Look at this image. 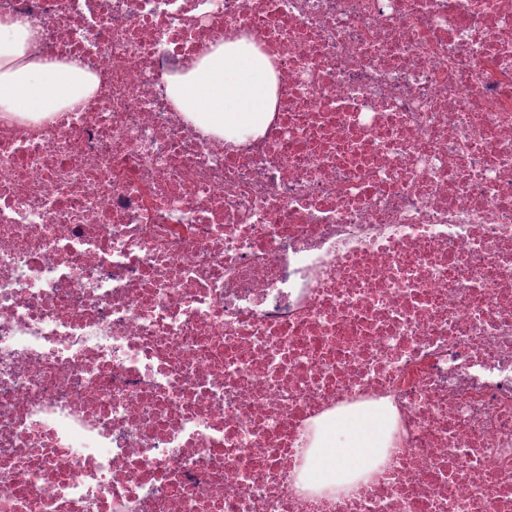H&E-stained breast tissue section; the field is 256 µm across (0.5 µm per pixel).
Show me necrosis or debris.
Here are the masks:
<instances>
[{"instance_id": "obj_1", "label": "necrosis or debris", "mask_w": 512, "mask_h": 512, "mask_svg": "<svg viewBox=\"0 0 512 512\" xmlns=\"http://www.w3.org/2000/svg\"><path fill=\"white\" fill-rule=\"evenodd\" d=\"M93 96L0 119V512H512V0H0ZM271 60L264 133L166 92ZM385 457L315 486L326 428Z\"/></svg>"}]
</instances>
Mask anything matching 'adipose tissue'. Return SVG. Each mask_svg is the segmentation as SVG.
<instances>
[{
    "label": "adipose tissue",
    "instance_id": "1",
    "mask_svg": "<svg viewBox=\"0 0 512 512\" xmlns=\"http://www.w3.org/2000/svg\"><path fill=\"white\" fill-rule=\"evenodd\" d=\"M36 37L29 23L0 20V114L26 120L72 110L98 86L97 76L79 63L33 54ZM275 92L269 58L243 40L213 47L186 73L167 78V93L181 112L204 130L228 129L236 137L264 131ZM374 430L371 418L358 416L326 436L308 460L313 479L323 487H348L351 470L365 464L378 444Z\"/></svg>",
    "mask_w": 512,
    "mask_h": 512
}]
</instances>
